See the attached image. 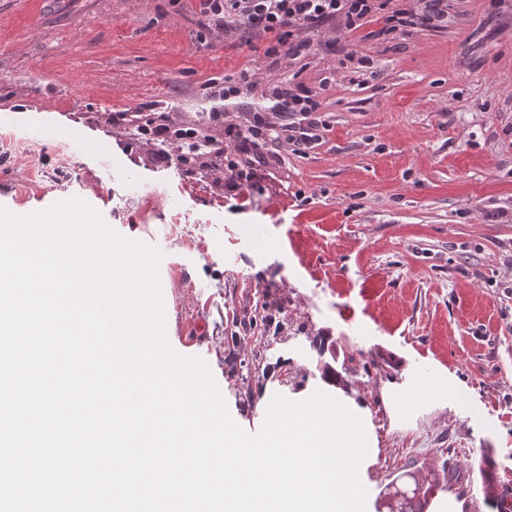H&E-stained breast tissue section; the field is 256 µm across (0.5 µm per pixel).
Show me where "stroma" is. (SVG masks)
Returning <instances> with one entry per match:
<instances>
[{"mask_svg": "<svg viewBox=\"0 0 512 512\" xmlns=\"http://www.w3.org/2000/svg\"><path fill=\"white\" fill-rule=\"evenodd\" d=\"M196 0H0V206L73 196L163 253L170 336L205 362L246 432L280 395L323 391L363 422L367 512L405 472L426 512H500L481 459L512 478V0H448V25L273 66L265 37L201 26ZM255 74L228 117L281 82L321 103L310 148L266 140L260 186L157 160L115 112L209 111L208 85Z\"/></svg>", "mask_w": 512, "mask_h": 512, "instance_id": "obj_1", "label": "stroma"}]
</instances>
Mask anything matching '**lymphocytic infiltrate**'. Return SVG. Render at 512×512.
Here are the masks:
<instances>
[{
  "mask_svg": "<svg viewBox=\"0 0 512 512\" xmlns=\"http://www.w3.org/2000/svg\"><path fill=\"white\" fill-rule=\"evenodd\" d=\"M444 0H199L200 13L208 25L229 30L245 25L264 34L268 42L263 50L273 61L297 60L315 51L311 31L329 27L332 32L354 31L370 17L383 22L382 32L397 35L405 28L442 27L448 13ZM249 72L225 78L224 84L211 93L213 107L207 114L209 124L223 127L230 141L226 155L230 172L229 189L239 191L259 186L258 171L265 163L262 146L267 138L284 137L289 142L308 146L319 139V123L315 117L321 104L313 96L281 84L273 86L270 112L251 114L246 124L224 120L223 104L238 97L242 88L253 87ZM139 139L168 143V151L160 158L168 164L185 162L186 148L196 144L211 148L212 139L205 129L193 124H179L160 114L137 128Z\"/></svg>",
  "mask_w": 512,
  "mask_h": 512,
  "instance_id": "obj_1",
  "label": "lymphocytic infiltrate"
}]
</instances>
